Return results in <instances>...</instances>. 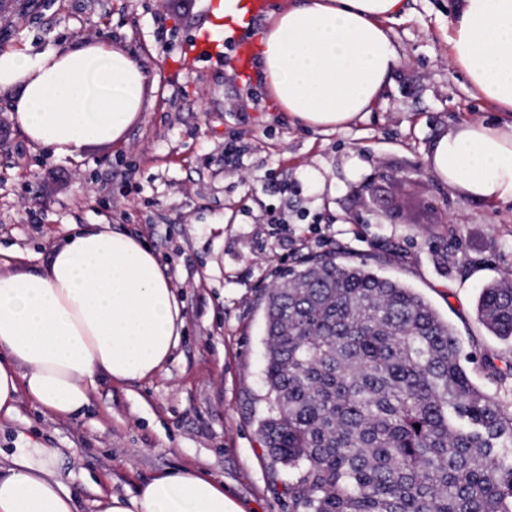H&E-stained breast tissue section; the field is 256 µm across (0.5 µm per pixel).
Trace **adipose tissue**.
Returning <instances> with one entry per match:
<instances>
[{
	"mask_svg": "<svg viewBox=\"0 0 512 512\" xmlns=\"http://www.w3.org/2000/svg\"><path fill=\"white\" fill-rule=\"evenodd\" d=\"M404 0H297L256 48L275 101L306 127L344 129L379 98L399 62L384 24ZM449 56L472 90L512 111V0H457ZM148 70L124 48L78 40L0 50V93L27 140L58 159L119 140L142 112ZM466 199L512 201V123L459 124L428 156ZM0 249V413L20 395L44 412L83 415L106 380L153 376L183 335V301L143 240L107 224L71 227L47 263L9 271ZM55 449H15L0 465V512H77L48 463ZM99 512H246L223 483L168 470L132 496L103 494Z\"/></svg>",
	"mask_w": 512,
	"mask_h": 512,
	"instance_id": "1",
	"label": "adipose tissue"
}]
</instances>
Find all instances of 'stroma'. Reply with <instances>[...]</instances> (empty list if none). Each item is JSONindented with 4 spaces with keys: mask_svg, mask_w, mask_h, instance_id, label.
I'll use <instances>...</instances> for the list:
<instances>
[{
    "mask_svg": "<svg viewBox=\"0 0 512 512\" xmlns=\"http://www.w3.org/2000/svg\"><path fill=\"white\" fill-rule=\"evenodd\" d=\"M218 2L0 0V49L110 39L153 79L124 137L75 158L30 144L0 96V247L16 249L13 266L46 256L72 225L109 224L153 248L184 301L185 336L151 378L101 384L78 418L24 396L0 418V455L56 449L50 469L78 512L178 468L223 482L247 512H292L289 473L263 452L257 422L265 293L305 254L328 250L415 289L454 328L472 381L512 403V382L489 380L480 361H512V343L476 315L482 288L512 272V203L463 199L426 160L462 121L512 123L450 63L454 0H406L386 25L399 54L390 83L328 133L294 122L260 78L246 86L222 61L186 64ZM231 141L244 151L228 162ZM270 208L285 223H265Z\"/></svg>",
    "mask_w": 512,
    "mask_h": 512,
    "instance_id": "35a3bbf8",
    "label": "stroma"
}]
</instances>
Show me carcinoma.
<instances>
[{"mask_svg": "<svg viewBox=\"0 0 512 512\" xmlns=\"http://www.w3.org/2000/svg\"><path fill=\"white\" fill-rule=\"evenodd\" d=\"M479 322L512 342V277ZM448 321L364 262L304 256L266 294V415L274 465L301 512H512V409L471 379ZM489 379L512 363L485 361Z\"/></svg>", "mask_w": 512, "mask_h": 512, "instance_id": "obj_1", "label": "carcinoma"}]
</instances>
